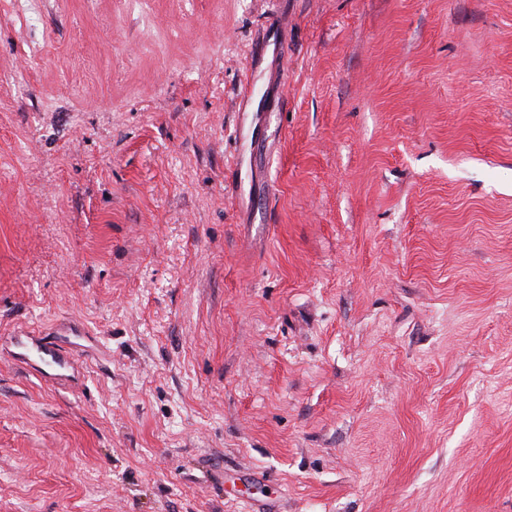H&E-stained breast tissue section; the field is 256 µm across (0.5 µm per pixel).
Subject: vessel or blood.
Wrapping results in <instances>:
<instances>
[{
	"label": "vessel or blood",
	"instance_id": "vessel-or-blood-1",
	"mask_svg": "<svg viewBox=\"0 0 512 512\" xmlns=\"http://www.w3.org/2000/svg\"><path fill=\"white\" fill-rule=\"evenodd\" d=\"M85 336L83 329L70 323L60 325L51 340L32 330L0 342V355L32 368L48 381L69 382L76 377L75 352Z\"/></svg>",
	"mask_w": 512,
	"mask_h": 512
}]
</instances>
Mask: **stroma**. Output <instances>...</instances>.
Wrapping results in <instances>:
<instances>
[{"label":"stroma","instance_id":"stroma-1","mask_svg":"<svg viewBox=\"0 0 512 512\" xmlns=\"http://www.w3.org/2000/svg\"><path fill=\"white\" fill-rule=\"evenodd\" d=\"M0 512H512V0H0ZM53 340H46L40 332L31 330L1 340V357L32 368L51 382H70L76 378L75 352L78 340L89 338L74 324H62Z\"/></svg>","mask_w":512,"mask_h":512}]
</instances>
